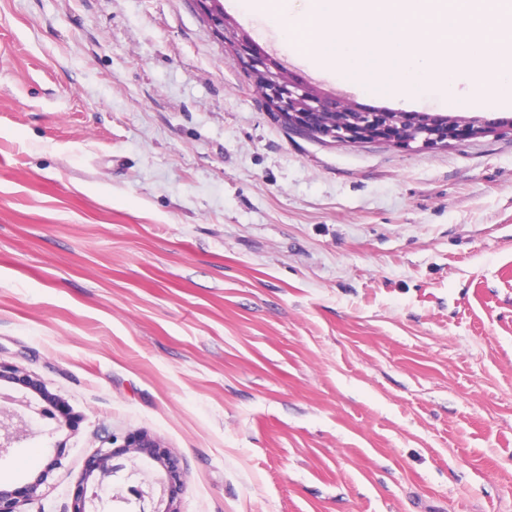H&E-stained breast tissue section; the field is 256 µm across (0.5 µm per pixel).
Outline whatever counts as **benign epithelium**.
<instances>
[{"label":"benign epithelium","mask_w":512,"mask_h":512,"mask_svg":"<svg viewBox=\"0 0 512 512\" xmlns=\"http://www.w3.org/2000/svg\"><path fill=\"white\" fill-rule=\"evenodd\" d=\"M202 21L219 37H229L227 47L242 65L251 82L263 89L268 109L288 129L317 137L334 144L383 143L409 148L418 144L422 148L446 147L450 141L485 137L499 133L501 123L465 120L448 115H431L420 121L411 112L376 108L364 109L342 102L296 76L282 71L281 67L262 48L244 36L232 37L226 30L223 0H193ZM0 382L20 385L35 393L40 402L26 396L19 399L3 396L8 405L0 407V458L11 448L35 435L36 419H51L73 428L78 417L61 405L60 399L23 368L0 361ZM145 456L161 469V475L151 478L134 468L131 473L141 475L140 485L128 488L130 495L142 501L145 489L159 484L163 494L151 512H179L174 507L178 490L184 484V473L178 459L156 438L144 431L129 433L110 440V447L89 457L80 480L72 492L70 512H105L109 502H126L128 498L103 495L112 488V477L125 468L114 463L124 457L135 463ZM56 454L46 466L23 485L0 483V512H22L20 507L38 497V490L49 473L58 465Z\"/></svg>","instance_id":"benign-epithelium-1"}]
</instances>
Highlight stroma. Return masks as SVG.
<instances>
[{
	"label": "stroma",
	"mask_w": 512,
	"mask_h": 512,
	"mask_svg": "<svg viewBox=\"0 0 512 512\" xmlns=\"http://www.w3.org/2000/svg\"><path fill=\"white\" fill-rule=\"evenodd\" d=\"M0 360L79 418L0 458L59 461L25 512L136 430L179 512H512V133L316 142L193 0H0Z\"/></svg>",
	"instance_id": "obj_1"
}]
</instances>
